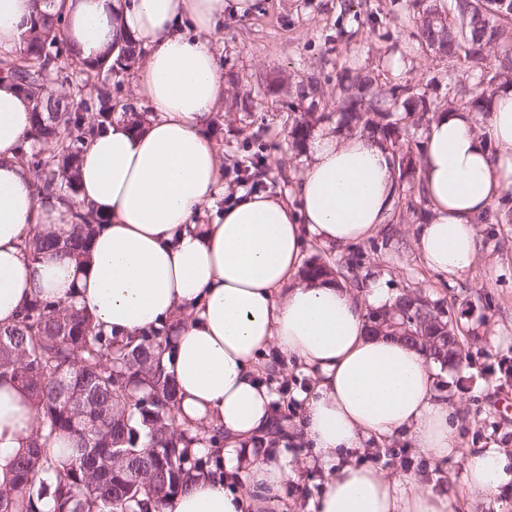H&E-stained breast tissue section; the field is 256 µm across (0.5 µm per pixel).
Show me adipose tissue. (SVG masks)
Masks as SVG:
<instances>
[{
  "instance_id": "ef3b65f1",
  "label": "adipose tissue",
  "mask_w": 512,
  "mask_h": 512,
  "mask_svg": "<svg viewBox=\"0 0 512 512\" xmlns=\"http://www.w3.org/2000/svg\"><path fill=\"white\" fill-rule=\"evenodd\" d=\"M256 0H65V37L80 57L132 39L142 53L136 92L151 117L117 118L81 154L74 200L38 201L34 177L17 159L31 129L32 100L0 79V325L39 295L76 304L105 331L130 339L167 325L163 355L178 390L180 422L198 432L196 455L224 462L222 478L195 480L163 512H271L300 439L308 466L325 476L313 512H477L512 484L507 451L462 447L458 420L437 398V364L425 351L373 334L369 306L388 304L386 287L368 298L334 277L303 279L306 241L356 243L387 223L400 171L386 145L367 136L315 129L294 201L238 193L213 223H197L215 194L222 156L203 128L225 100L226 82L204 40L225 8ZM36 0H0V52H22ZM421 192L429 214L415 245L433 272L457 277L477 258L475 226L512 200V88L496 93L484 127L468 108L436 112L426 130ZM105 219L86 259L55 252L31 261L22 244L36 233H68L74 204ZM313 377L295 394L296 428L275 430L278 397L259 378L282 357ZM223 428L212 443L208 426ZM37 411L17 383L0 381V471L25 451ZM408 435L429 461L465 459L462 502L414 475L388 477L358 462L369 444ZM284 445L269 454L270 439Z\"/></svg>"
}]
</instances>
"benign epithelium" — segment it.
Listing matches in <instances>:
<instances>
[{
  "label": "benign epithelium",
  "mask_w": 512,
  "mask_h": 512,
  "mask_svg": "<svg viewBox=\"0 0 512 512\" xmlns=\"http://www.w3.org/2000/svg\"><path fill=\"white\" fill-rule=\"evenodd\" d=\"M415 308V304L410 302H395L392 306L383 310H372L368 313V322L371 330L382 336L389 335L398 338L411 336L420 341L431 340L438 345L439 354L436 360L448 363V347L439 345V341L444 339V333L448 327L441 321L428 317L425 326L413 331L409 324L416 323V317L410 315V311Z\"/></svg>",
  "instance_id": "obj_1"
}]
</instances>
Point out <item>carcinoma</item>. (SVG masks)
<instances>
[{
  "instance_id": "carcinoma-1",
  "label": "carcinoma",
  "mask_w": 512,
  "mask_h": 512,
  "mask_svg": "<svg viewBox=\"0 0 512 512\" xmlns=\"http://www.w3.org/2000/svg\"><path fill=\"white\" fill-rule=\"evenodd\" d=\"M498 0H447L441 20L432 4L417 27L420 44L471 72L478 82L461 78L446 84L448 104L462 102L486 115L498 82L512 74V13ZM61 11L37 10L24 51L0 61V78H9L34 102V120L18 161L34 169L39 200L77 193L80 156L89 139L112 123V95L98 89V112L89 113L81 92L58 94L49 88L66 68L86 75L120 77L137 65L140 52L129 38L110 46L92 63L80 60L63 39ZM501 45L498 66L486 65L489 48ZM373 80L346 74L336 99L344 126L391 147L405 171L416 168L403 122L428 112L435 100L414 85H396L390 95L371 92ZM257 102L234 93L230 108L251 112ZM49 153L51 162L42 159ZM102 219L91 209L72 211L65 236L36 234L24 251L36 261L53 248L70 257L86 253ZM168 330L157 327L139 341H124L93 324L70 304L56 307L35 297L17 322L0 326V377L24 388L39 413L28 452L10 466L0 482V512H161L171 496L206 473L207 461L187 455L189 431L178 420L177 388L163 366ZM70 440L65 448L53 444Z\"/></svg>"
}]
</instances>
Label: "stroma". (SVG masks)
<instances>
[{
    "label": "stroma",
    "mask_w": 512,
    "mask_h": 512,
    "mask_svg": "<svg viewBox=\"0 0 512 512\" xmlns=\"http://www.w3.org/2000/svg\"><path fill=\"white\" fill-rule=\"evenodd\" d=\"M418 22L408 0H259L254 12L225 14L209 44L224 74L240 78L239 92L257 96L259 105L252 112L224 106L216 112L218 131L212 140L223 155L224 179L204 206L201 223L221 217L239 191L232 163L242 155L261 156L255 178L261 192L292 198L307 156L306 146L293 144L292 123L309 113L314 125L339 129L341 115L333 102L344 72L373 75L378 92L397 84L447 81L446 62L415 37ZM312 79L320 83V93L298 98V86ZM419 180L416 172L403 179L414 211L395 208L391 221L371 237L335 250L309 242L303 261L335 270L353 262L354 275L340 274L338 281L359 295L380 280L392 296H420L437 304L458 327L466 352L440 381L439 397L455 406L458 433L467 447L494 444L512 453V220H504L503 209L492 206L476 226L475 265L454 278L432 272L414 246L417 226L427 214ZM265 380L282 400L283 425H295L301 410L293 394L305 390L311 376L286 361ZM361 458L393 475L424 476L452 495L467 493L462 457L427 462L405 437L365 449ZM323 484L317 469L298 466L286 480L292 503L287 512H298V505L316 499Z\"/></svg>",
    "instance_id": "1"
}]
</instances>
